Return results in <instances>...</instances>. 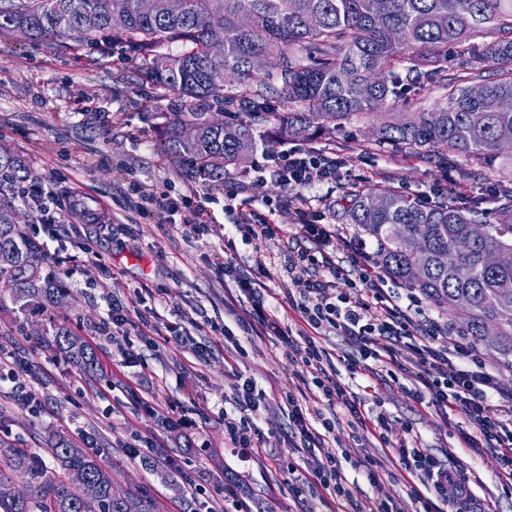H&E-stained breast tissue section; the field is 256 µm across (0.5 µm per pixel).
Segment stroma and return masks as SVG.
I'll return each mask as SVG.
<instances>
[{"label":"stroma","instance_id":"obj_1","mask_svg":"<svg viewBox=\"0 0 512 512\" xmlns=\"http://www.w3.org/2000/svg\"><path fill=\"white\" fill-rule=\"evenodd\" d=\"M141 65L118 47L108 54L70 51L0 35V146L24 156L35 183L62 201V222L51 232L38 210L16 199L21 229L45 245L42 274L64 279L71 290L57 317L99 359L97 371L77 370L42 346L39 315L0 304V355L20 366L31 395L23 404L11 386L0 387V441L32 449L49 470L55 466L46 451L49 434L92 441L103 451L113 485L150 490L159 512H329L327 491L313 485L297 496L288 481L289 466L307 458L288 440L287 396L302 386V370L280 337L252 323V298L235 282L239 276L256 282L279 324L298 326L288 299L302 296L307 283L290 280L283 270L303 244L292 224L298 202L279 183H267L266 193L282 202L276 218L281 232L272 240H243L224 211L229 191L250 195L255 166H274L281 150L305 142L268 123L267 143L226 168L224 179L205 178L168 154L148 123L150 113L169 111L175 95L140 82ZM444 100L435 85L417 86L315 141V148L342 162L335 182L307 193L347 243L336 251L337 260L360 244L374 249L345 219L353 190L391 188L431 201L435 188L452 187L457 205L491 207L494 170L442 151L415 155L377 141L375 129L386 117L429 112ZM135 182L154 204L139 207ZM199 207L212 216L200 232L188 222ZM93 213L106 214L108 226L87 222ZM227 261L235 263L236 277L225 275ZM116 306L127 315L118 325L112 322ZM243 376L266 392L251 416L262 453L251 458L224 437V415L235 410ZM350 386L365 387L366 398L387 416L383 440H366L352 436L345 409L323 411L336 421L327 446L351 453L344 471L357 498L414 512L397 456L411 427L449 467L467 470L473 495L490 512H512V489L500 483L493 452L465 447L461 416L446 419L420 406L402 383L387 377ZM132 447L138 456L129 455ZM368 457L381 467L374 484L362 465ZM228 471L239 478L233 503L222 497Z\"/></svg>","mask_w":512,"mask_h":512}]
</instances>
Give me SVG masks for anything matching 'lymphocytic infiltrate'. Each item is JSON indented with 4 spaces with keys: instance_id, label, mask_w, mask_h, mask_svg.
I'll list each match as a JSON object with an SVG mask.
<instances>
[{
    "instance_id": "f902f5d3",
    "label": "lymphocytic infiltrate",
    "mask_w": 512,
    "mask_h": 512,
    "mask_svg": "<svg viewBox=\"0 0 512 512\" xmlns=\"http://www.w3.org/2000/svg\"><path fill=\"white\" fill-rule=\"evenodd\" d=\"M337 166V158L313 149L291 148L282 151L271 175L257 173L252 186L262 192L272 178L288 190L303 192L334 180ZM261 202L265 209L261 215L250 210L245 199L224 204L225 212L235 216V230L244 238L272 239L278 234L272 220L278 210L276 199L263 196ZM295 224L310 246L289 260L288 276L305 280L308 290L295 304L302 330L295 334L287 329L281 336L311 380L310 402L344 407L359 434L379 439L386 425L385 414L365 410L347 381L384 373L401 376L410 382L418 403L434 407L446 418L462 415L469 426L461 434L466 447L492 449L499 480L512 487V389L499 385L468 337L448 346L441 325L416 328L413 313L417 300L402 303L364 249L352 251L347 264L336 263L330 249L338 237L323 224L319 213L298 210ZM329 332L344 337L355 349L354 354L343 356L345 371L341 374L327 372L324 366L327 350L323 342ZM310 402L294 396L288 399L290 435L300 440L303 450L316 456L311 468L292 471V483L319 484L328 491L338 512L347 507L352 512H392L387 503L355 499L339 454L325 447L323 434L311 422ZM236 404L237 415L224 417V431L232 447L248 456L256 448L248 424L249 413L260 404L255 379L243 381ZM398 455L407 474L408 496L422 502L423 512H433L431 502L422 499L425 487L434 490L441 501L457 504L458 512H485L471 494L466 472L449 469L424 448L403 445Z\"/></svg>"
}]
</instances>
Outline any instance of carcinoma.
<instances>
[{"label":"carcinoma","instance_id":"carcinoma-1","mask_svg":"<svg viewBox=\"0 0 512 512\" xmlns=\"http://www.w3.org/2000/svg\"><path fill=\"white\" fill-rule=\"evenodd\" d=\"M0 0V34L17 28L33 42L60 48L66 41L108 51L122 45L143 59L141 83L178 95L158 123L164 149L199 172L224 176V169L245 160L265 137L263 128L279 119L288 135L311 138L330 134L352 116L372 112L388 97L421 83L448 90L432 112H412L403 121L385 122L378 142L410 153L446 150L476 162L503 156L501 143L512 142V0ZM321 18L311 27L308 14ZM260 13V29L242 26V18ZM224 29V54L212 55L207 31ZM456 49L459 70L448 74V48ZM259 56L267 77L249 65ZM287 106L277 112L268 90ZM235 101L244 112L230 122L212 118ZM237 131L224 138V126ZM192 126L194 140L181 130ZM33 173L19 155L0 150V303L18 311L46 313L45 345L77 368L99 364L96 351L73 347L70 328L58 323L52 308L68 297L66 285L40 274L43 246L25 235L14 205L15 194ZM389 207L377 210L373 201ZM349 223L374 241L371 261L395 283L448 310L461 333L475 345L485 341L486 324L498 327L494 346L501 362L512 366V293L499 281L512 279V167L498 172L495 207H459L427 202L380 188L356 191L346 211ZM482 228L467 253L459 238ZM495 250L500 265L488 268L482 257ZM422 278L410 275L412 264ZM57 470L49 472L28 448H11L0 469V485L13 475L29 478L33 493L21 500L0 494V512H158L150 492L132 494L112 484L99 453L64 435L48 443ZM84 470L100 488L88 500L69 482Z\"/></svg>","mask_w":512,"mask_h":512}]
</instances>
